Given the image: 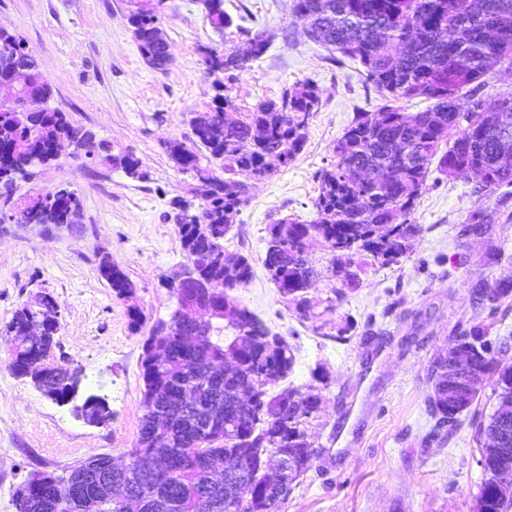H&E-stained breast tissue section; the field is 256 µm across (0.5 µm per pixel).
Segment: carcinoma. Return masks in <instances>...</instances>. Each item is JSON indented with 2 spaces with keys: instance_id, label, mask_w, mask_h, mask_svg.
<instances>
[{
  "instance_id": "cac0c4a2",
  "label": "carcinoma",
  "mask_w": 512,
  "mask_h": 512,
  "mask_svg": "<svg viewBox=\"0 0 512 512\" xmlns=\"http://www.w3.org/2000/svg\"><path fill=\"white\" fill-rule=\"evenodd\" d=\"M202 3L211 27L234 29L240 47L201 48L207 68L224 67V81L213 84L210 111L191 119V142L170 140L165 151L179 172L196 181L194 198L174 197L170 208L194 279L217 286L198 293L212 306L209 324L194 322L192 310L182 321H175L174 311L153 323L143 342V413L128 463L113 468L107 455H92L77 463L85 482L67 488L59 485L63 471L34 470L14 491L16 512H85L95 486L112 490L97 512H282L312 468L316 450L307 425L319 403L299 387H280L295 363L294 348L235 301L232 292L252 280L253 267L245 256L227 265L224 237L249 200L251 182L288 166L302 152L321 92L305 82L239 111L230 84L266 53L273 35L235 23L224 0ZM291 9L330 61L359 62L365 86L383 99L376 111L356 113L336 139L333 160L317 174L316 218L307 224L282 218L268 227L263 266L304 321L319 317L307 297L316 274L309 240L324 243L339 283L329 312L344 300V288L358 282L352 267L398 262L423 231L413 214L432 162L450 179L474 175L480 190L512 185V93L495 95L500 111L482 108L495 75L506 64L512 69V0H292ZM157 18L156 8L127 16L142 57L164 70V46L150 36ZM21 65L34 75L30 91L50 99L51 88L31 50ZM418 98L429 102L419 112L401 106ZM65 151L132 180L150 179L133 154L115 150L64 112L47 107L23 121L14 112H0V199L20 197L26 220L46 230L73 223L82 209L77 191L63 184L18 191ZM218 168L224 177L216 175ZM101 278L116 297H133L132 283L118 267L109 266ZM511 295L507 279L474 290L478 303L493 311ZM37 317L46 321V335L13 346L8 367L19 377L37 361L53 362L56 372L37 377L55 403L69 404L80 392L83 372L70 358L54 355L62 323L52 296L37 314L23 304L0 336L24 335ZM187 336L203 340L188 343ZM458 355L469 356L481 377L495 378L499 399L478 428L488 440L479 460L485 479L478 512H508L512 499L499 487L512 481V365L496 362L485 328L459 334L430 368L425 403L438 429L462 425L461 416L478 395L456 370ZM216 363L227 366L219 385L208 374ZM80 407L83 416L101 425L112 420L109 403L99 394H87ZM161 415L167 428L159 435ZM202 419L215 421L214 430L200 433Z\"/></svg>"
}]
</instances>
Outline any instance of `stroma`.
<instances>
[{
    "instance_id": "35a3bbf8",
    "label": "stroma",
    "mask_w": 512,
    "mask_h": 512,
    "mask_svg": "<svg viewBox=\"0 0 512 512\" xmlns=\"http://www.w3.org/2000/svg\"><path fill=\"white\" fill-rule=\"evenodd\" d=\"M292 0H224L225 10L267 28V53L242 72L231 95L242 109L278 98L306 81L321 90L303 151L288 166L255 182L250 200L224 238L226 257L253 265L236 301L293 347L289 375L317 396L320 409L309 434L318 456L300 478L282 512H477L484 479L483 441L476 433L498 405L492 379L455 431L433 432L425 398L429 368L470 326L492 325L495 358L512 365V307L476 304L480 281L512 277V223L493 215L512 209V186L477 191L472 179L431 172L414 218L423 227L398 263L366 267L342 304L328 309L336 279L319 240L309 253L319 275L308 290L316 319L300 321L269 279L262 258L274 220L309 222L315 216L317 172L356 112L373 111L379 93L366 90L359 62L336 64L306 36ZM128 0H0V26L20 35L50 84L49 107L93 130L115 149L133 153L151 174L139 182L91 162L61 157L35 179L38 188L71 185L83 201L79 226L44 232L41 226L0 231V326L34 295L49 293L61 314V352L78 364L88 392L107 398L112 421L85 423L72 406L45 398L8 368L9 341L0 337V512H16L15 488L34 469L55 470L96 454L114 463L137 440L142 415V342L152 321L175 307L167 280L187 265L177 227L167 219L172 197H190L193 180L173 167L164 145L192 136L191 120L208 111L214 91L202 47H233L217 33L201 0H166L162 30L172 57L163 70L141 57L128 24ZM491 218L469 221L472 211ZM504 249L501 262L478 260L487 244ZM109 257L134 286L132 302L118 299L97 265ZM145 317L140 331L127 308ZM354 329L338 336L345 321ZM323 368L326 377L312 375Z\"/></svg>"
}]
</instances>
